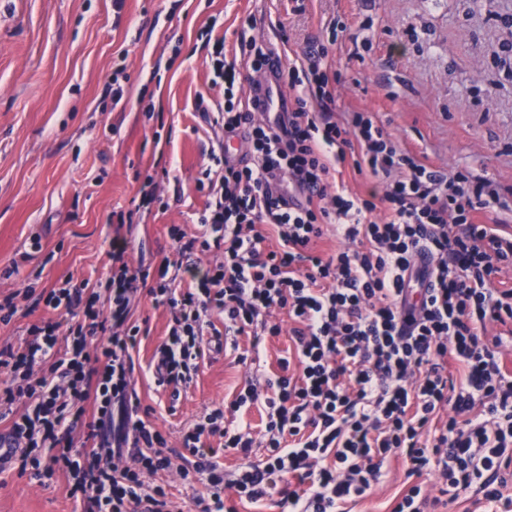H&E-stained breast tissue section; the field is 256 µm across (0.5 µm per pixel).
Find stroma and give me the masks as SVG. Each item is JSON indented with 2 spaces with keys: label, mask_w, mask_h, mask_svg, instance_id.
<instances>
[{
  "label": "stroma",
  "mask_w": 512,
  "mask_h": 512,
  "mask_svg": "<svg viewBox=\"0 0 512 512\" xmlns=\"http://www.w3.org/2000/svg\"><path fill=\"white\" fill-rule=\"evenodd\" d=\"M236 46L239 32L279 44L283 59L314 52L343 24L335 65L337 111L377 113L395 141L427 164L463 169L498 184L501 205L486 221L512 232V0H0V299L17 311L0 322V347L24 348L31 325L66 321L40 292L62 281L105 278L114 233L129 242L130 266L177 260L173 230L191 234L206 197L209 153L224 141L198 99L217 105L210 49L198 32ZM370 47H363V40ZM125 67L120 103L112 74ZM158 200L134 224L116 226L146 179ZM171 314L139 288L130 320L142 329L132 352L142 408L165 440L182 436L232 399L245 380L264 382L292 346L263 337L259 363L214 352L188 388L156 383L150 369ZM178 512H202L209 492L177 470L146 476ZM401 458L352 512H389L410 485ZM68 475L0 473V512H82Z\"/></svg>",
  "instance_id": "35a3bbf8"
}]
</instances>
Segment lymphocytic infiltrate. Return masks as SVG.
<instances>
[{"mask_svg": "<svg viewBox=\"0 0 512 512\" xmlns=\"http://www.w3.org/2000/svg\"><path fill=\"white\" fill-rule=\"evenodd\" d=\"M212 32L208 25L199 36L213 44L212 81L223 84L225 106L197 110L249 152L236 162L212 154L222 175L208 187L199 229L173 238L180 252L213 248L224 259L163 269L154 279L129 266L128 243L116 236L102 285L65 281L46 292V306L82 318L29 328L24 350L0 348V371L14 378L0 406L22 407L11 419L24 447L20 472L67 473L85 512H173L163 488L142 480L174 466L139 414L133 378L140 328L130 306L145 284L171 312L154 366L161 385L193 382L208 337L280 335L275 311L293 324L278 373L261 388L246 381L183 435L210 486L203 512H225L224 488L257 503L283 481L288 512H348L393 456L408 475H434L438 493L410 486L391 512H428L472 489L487 512H512V289L498 285L512 266V232L479 219L499 202L498 187L426 165L374 113L337 117L342 74L332 39L316 57L278 69L276 82L293 98L277 124L256 122L237 75L244 65L260 71L273 49L242 38L228 56ZM345 166L371 179L367 195L336 183ZM330 231L348 248L318 252ZM215 312L223 327L211 321ZM258 405L267 412L264 460L223 471L205 437L220 435L247 455L254 440L242 417ZM227 415L236 426L223 425ZM78 426L77 445L67 436ZM127 451L133 467L118 466Z\"/></svg>", "mask_w": 512, "mask_h": 512, "instance_id": "obj_1", "label": "lymphocytic infiltrate"}]
</instances>
